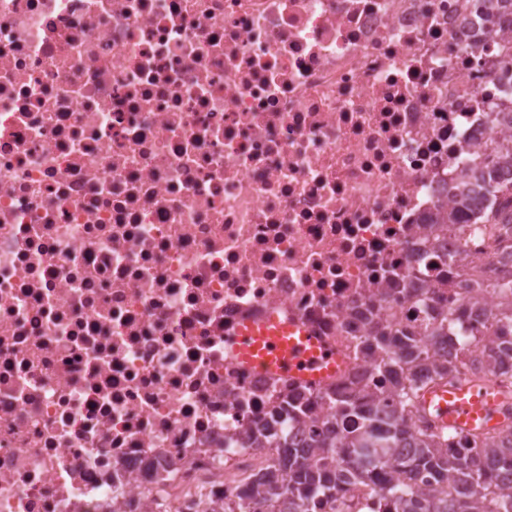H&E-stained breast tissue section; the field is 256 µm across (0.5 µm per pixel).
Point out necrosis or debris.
<instances>
[{
    "label": "necrosis or debris",
    "mask_w": 512,
    "mask_h": 512,
    "mask_svg": "<svg viewBox=\"0 0 512 512\" xmlns=\"http://www.w3.org/2000/svg\"><path fill=\"white\" fill-rule=\"evenodd\" d=\"M483 0H0V512H236L377 334L512 259L431 216L512 130ZM299 322L342 368L240 364ZM374 476L311 512H383ZM239 345L234 353L243 365L273 374L304 381L320 382L334 375L342 365L340 357L331 361H314L307 369L300 361L317 357L318 345L298 323L271 317L263 322L247 321L240 328Z\"/></svg>",
    "instance_id": "1"
}]
</instances>
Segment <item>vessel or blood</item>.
I'll return each instance as SVG.
<instances>
[{
  "instance_id": "b4317fda",
  "label": "vessel or blood",
  "mask_w": 512,
  "mask_h": 512,
  "mask_svg": "<svg viewBox=\"0 0 512 512\" xmlns=\"http://www.w3.org/2000/svg\"><path fill=\"white\" fill-rule=\"evenodd\" d=\"M317 345L298 323L273 317L263 322H245L239 330L234 353L243 365L304 381L320 382L341 367V358L316 361ZM439 430L489 428L498 420V400L476 388L450 393L433 390L423 397Z\"/></svg>"
}]
</instances>
